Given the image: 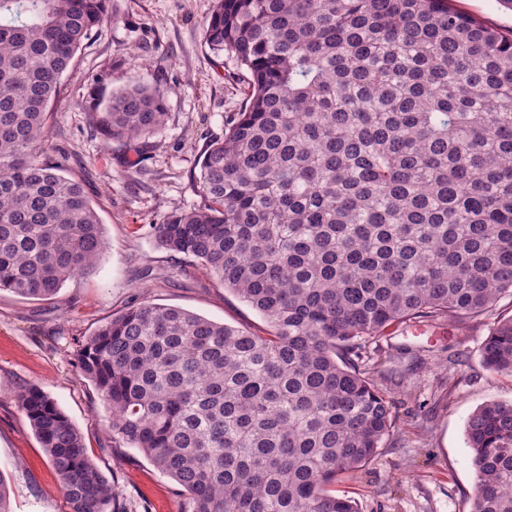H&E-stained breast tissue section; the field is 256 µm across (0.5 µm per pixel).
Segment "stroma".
<instances>
[{
	"mask_svg": "<svg viewBox=\"0 0 512 512\" xmlns=\"http://www.w3.org/2000/svg\"><path fill=\"white\" fill-rule=\"evenodd\" d=\"M113 11L79 50L48 117L49 155L65 157L103 224L107 248L96 267L69 279L50 301L0 290V473L13 512H72L58 476L18 406L35 385L80 430L88 456L118 490L120 512H181V487L143 453L113 439L109 409L77 365L100 325L141 299L218 323L262 328L246 302L199 265L161 248L153 224L199 205L196 178L205 149L245 104V70L205 43L214 0H112ZM144 82L160 90L164 128L145 157L122 142L104 147L87 112L101 94ZM483 321L414 323L370 349L386 376L391 435L364 469L339 477L337 494L360 512H471L472 454L465 425L489 401H512V377L478 360ZM413 355L391 357L392 343Z\"/></svg>",
	"mask_w": 512,
	"mask_h": 512,
	"instance_id": "1",
	"label": "stroma"
}]
</instances>
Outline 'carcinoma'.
<instances>
[{
    "label": "carcinoma",
    "mask_w": 512,
    "mask_h": 512,
    "mask_svg": "<svg viewBox=\"0 0 512 512\" xmlns=\"http://www.w3.org/2000/svg\"><path fill=\"white\" fill-rule=\"evenodd\" d=\"M108 0H0V290L51 300L106 249L65 159L45 151L63 74ZM204 39L249 74L204 152L201 203L151 225L249 303L259 331L148 300L77 362L112 436L187 493L183 512H359L333 493L390 436L369 345L420 322L490 321L484 368L512 376V33L452 0H215ZM105 147L165 124L147 84L89 109ZM17 401L72 512L117 490L41 389ZM473 512H512V401L465 426Z\"/></svg>",
    "instance_id": "obj_1"
}]
</instances>
